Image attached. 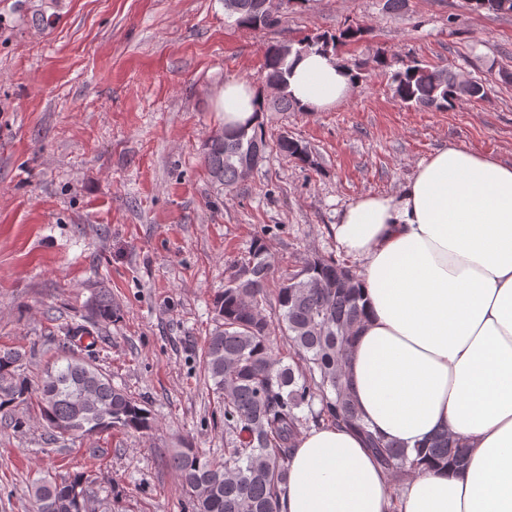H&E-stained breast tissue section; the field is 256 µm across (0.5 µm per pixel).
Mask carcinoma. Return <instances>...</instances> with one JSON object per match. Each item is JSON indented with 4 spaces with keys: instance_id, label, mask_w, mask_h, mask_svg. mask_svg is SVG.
Masks as SVG:
<instances>
[{
    "instance_id": "obj_1",
    "label": "carcinoma",
    "mask_w": 512,
    "mask_h": 512,
    "mask_svg": "<svg viewBox=\"0 0 512 512\" xmlns=\"http://www.w3.org/2000/svg\"><path fill=\"white\" fill-rule=\"evenodd\" d=\"M478 9L512 12V0H472ZM224 12L246 28H273L281 17H262L261 0H224ZM366 29L347 25L333 33L305 36L265 49L262 81L279 88L275 110L297 108L288 94L289 57L309 51L337 52L364 39ZM395 96L408 106L438 111L463 100H481L488 88L462 83L444 68L409 61L392 74ZM267 146L263 123L224 132L203 147V162L220 186L239 184L240 159ZM280 154L314 165L309 148L281 136ZM275 288L277 324L291 363H283L263 314L271 285ZM216 325L202 354V370L224 408V456L187 443L171 459L192 512H280V495L288 482L289 460L299 437L311 427L344 425L365 439L377 463L397 481L425 464L461 469L469 448L446 432L413 451L386 441L358 417L345 375L347 351L364 322L360 276L329 256L308 259L299 270L276 275L263 238L254 239L247 255L213 301ZM91 315L112 321V303L101 296ZM59 354L38 381L24 375V354L0 348V409L36 399L47 427L76 435L82 427H114L144 433L154 427L147 408L112 385L95 366ZM34 512H95L83 476L47 475L31 486Z\"/></svg>"
}]
</instances>
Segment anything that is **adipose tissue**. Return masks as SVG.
I'll list each match as a JSON object with an SVG mask.
<instances>
[{
  "mask_svg": "<svg viewBox=\"0 0 512 512\" xmlns=\"http://www.w3.org/2000/svg\"><path fill=\"white\" fill-rule=\"evenodd\" d=\"M288 89L320 112L353 73L331 54L291 57ZM259 94L226 82L225 128L258 122ZM336 242L359 262L367 317L346 377L362 422L407 447L464 437L460 470L391 478L344 426L312 428L292 451L281 512H512V164L450 146L398 196L349 203Z\"/></svg>",
  "mask_w": 512,
  "mask_h": 512,
  "instance_id": "adipose-tissue-1",
  "label": "adipose tissue"
}]
</instances>
